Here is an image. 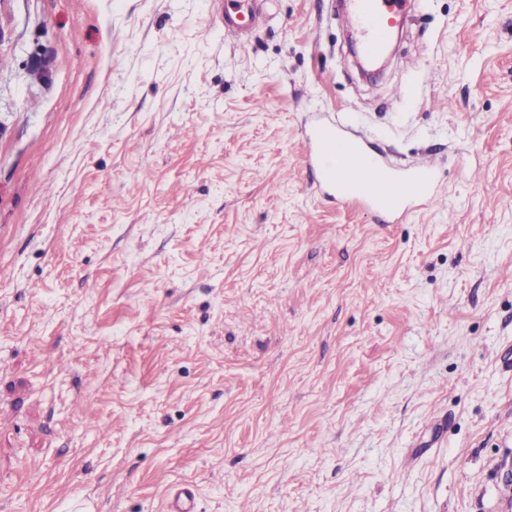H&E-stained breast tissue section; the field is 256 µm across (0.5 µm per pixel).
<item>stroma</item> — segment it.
Returning <instances> with one entry per match:
<instances>
[{"mask_svg": "<svg viewBox=\"0 0 512 512\" xmlns=\"http://www.w3.org/2000/svg\"><path fill=\"white\" fill-rule=\"evenodd\" d=\"M0 0V512H512V0ZM440 164L326 200L315 115ZM256 18L254 0H225L224 29L227 32L242 35L253 25ZM348 9L343 17L346 26L359 33L363 56L374 59L390 43L393 30L403 16L407 0H346ZM196 491L191 485H182L169 495L166 512H195Z\"/></svg>", "mask_w": 512, "mask_h": 512, "instance_id": "stroma-1", "label": "stroma"}]
</instances>
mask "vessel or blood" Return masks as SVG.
Instances as JSON below:
<instances>
[{
  "label": "vessel or blood",
  "mask_w": 512,
  "mask_h": 512,
  "mask_svg": "<svg viewBox=\"0 0 512 512\" xmlns=\"http://www.w3.org/2000/svg\"><path fill=\"white\" fill-rule=\"evenodd\" d=\"M343 18L357 29L366 58L379 56L390 43L403 16L407 0H347ZM256 18L254 0H224V29L237 35L247 32ZM307 161L318 175L325 196L339 203L366 207L386 217L405 215L415 203L436 200V160L396 170L381 150L360 141L344 127L319 122L306 131ZM342 156L341 166L331 165ZM196 491L184 485L170 494L166 512H195Z\"/></svg>",
  "instance_id": "obj_1"
}]
</instances>
